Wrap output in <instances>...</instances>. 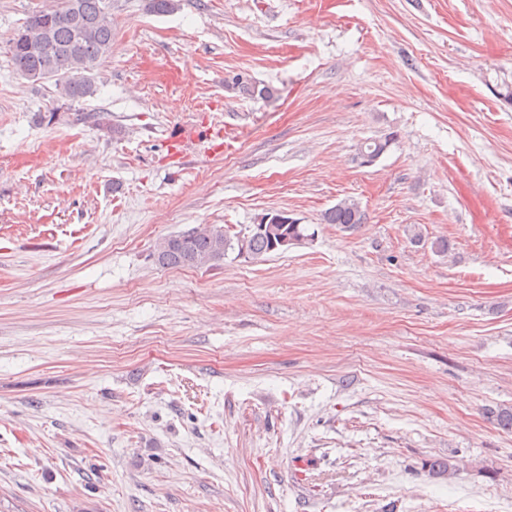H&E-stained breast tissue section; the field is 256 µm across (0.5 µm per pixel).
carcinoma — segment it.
I'll list each match as a JSON object with an SVG mask.
<instances>
[{
	"label": "carcinoma",
	"instance_id": "cac0c4a2",
	"mask_svg": "<svg viewBox=\"0 0 512 512\" xmlns=\"http://www.w3.org/2000/svg\"><path fill=\"white\" fill-rule=\"evenodd\" d=\"M151 13L165 15L179 8L180 0H145ZM78 12L71 11L70 0L56 8L33 14L8 41V54L14 71L27 79L55 81L61 97L79 102L96 92L92 68L112 52V19L105 13L106 0H75ZM327 224H340L353 230L364 223L365 212L354 199H344L325 212ZM290 240L313 241L315 233L303 224L283 225ZM247 241V258L258 260L276 251L268 235L252 232L239 236L229 227L213 224L203 230L170 235L157 247L154 260L164 268H210L221 266L224 256ZM486 418L503 431H512V406L485 409ZM460 470L457 459L434 460L429 471L437 476H454Z\"/></svg>",
	"mask_w": 512,
	"mask_h": 512
}]
</instances>
